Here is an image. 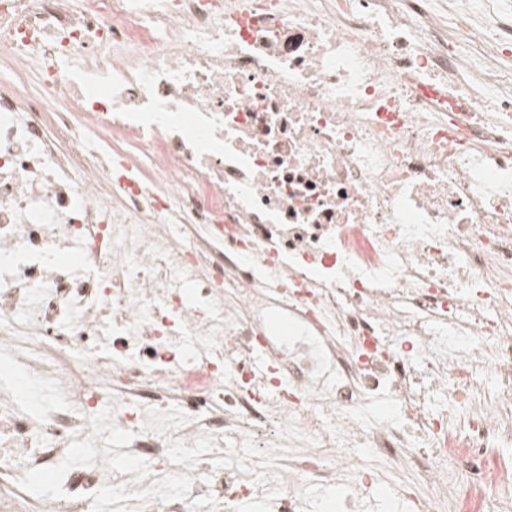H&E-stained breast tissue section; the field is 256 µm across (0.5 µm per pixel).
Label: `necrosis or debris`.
I'll list each match as a JSON object with an SVG mask.
<instances>
[{"label":"necrosis or debris","instance_id":"obj_1","mask_svg":"<svg viewBox=\"0 0 512 512\" xmlns=\"http://www.w3.org/2000/svg\"><path fill=\"white\" fill-rule=\"evenodd\" d=\"M0 66V512H512V0H0Z\"/></svg>","mask_w":512,"mask_h":512}]
</instances>
